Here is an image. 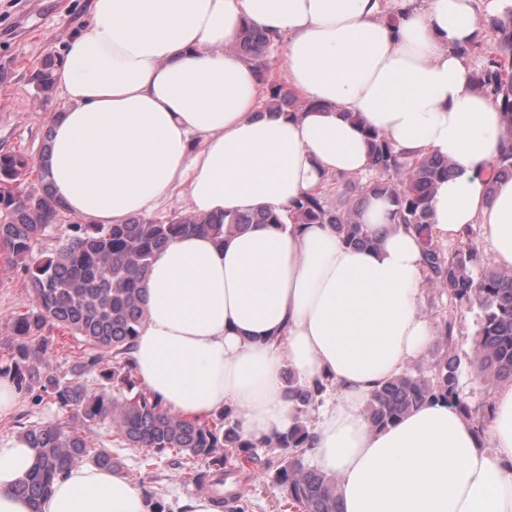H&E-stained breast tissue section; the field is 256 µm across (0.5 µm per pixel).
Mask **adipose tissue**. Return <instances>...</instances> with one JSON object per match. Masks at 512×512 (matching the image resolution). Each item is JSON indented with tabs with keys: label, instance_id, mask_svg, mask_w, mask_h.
Listing matches in <instances>:
<instances>
[{
	"label": "adipose tissue",
	"instance_id": "obj_1",
	"mask_svg": "<svg viewBox=\"0 0 512 512\" xmlns=\"http://www.w3.org/2000/svg\"><path fill=\"white\" fill-rule=\"evenodd\" d=\"M248 24L280 37L305 111L257 114V66L235 50ZM481 27L474 0L408 2L394 25L382 0H92L54 70L65 105L46 123V165L69 212L122 224L183 191L197 215L281 216L157 252L130 360L172 412L236 409L254 443L296 422L285 371L329 381L308 453L335 478L341 512H512V384L481 428L444 400L383 428L365 418L373 391L438 334L421 311L417 232L384 197L360 216L372 247L292 217L329 178L369 172L371 127L405 156L452 162L430 201L434 240L481 225L495 265L512 269V178L494 173L512 121L471 90L459 51ZM36 458L24 439L0 441V512H154L138 482L90 462L31 504L16 487Z\"/></svg>",
	"mask_w": 512,
	"mask_h": 512
}]
</instances>
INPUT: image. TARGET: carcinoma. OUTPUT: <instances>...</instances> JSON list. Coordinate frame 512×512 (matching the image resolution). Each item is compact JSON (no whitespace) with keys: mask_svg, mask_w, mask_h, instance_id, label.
I'll use <instances>...</instances> for the list:
<instances>
[{"mask_svg":"<svg viewBox=\"0 0 512 512\" xmlns=\"http://www.w3.org/2000/svg\"><path fill=\"white\" fill-rule=\"evenodd\" d=\"M498 35V48L482 68L472 74V87L498 102L501 112L512 119V8L490 20ZM279 38L246 26L236 51L259 67L263 85L262 108L269 113L301 112L307 102L288 92L267 74V57ZM53 60L46 58L32 74L38 92L53 88ZM365 139L374 178L361 187L344 183V206L330 208L324 194H308L295 202L297 224H332L341 240L355 246H373L359 223L362 197L388 198L395 214L410 224L420 237L429 281L461 304L480 310L479 329L473 342L471 366L484 381H512V270L485 266L477 268V252L468 244L445 251L434 241L429 223V198L437 181L451 173V164L437 156L409 158L395 150L388 138L368 130ZM34 163L22 154L0 150V250L14 263L23 264L33 295L32 304L12 320L11 339L0 355V376H10L20 393L38 402L47 395L60 407L74 410L66 428L31 426L20 436L38 451L34 468L17 487V492L35 503L50 490L54 479L70 466L89 460L110 471H121V462L103 447L87 444L85 431L108 421L117 426L130 448H145L156 460L167 451H177L193 462L201 461L207 471L187 468V479L201 483L214 476L224 481L227 456L221 448L236 450V458L253 462L254 443L243 439L238 420L230 409L211 419H189L166 409L151 393L134 391L129 375V350L138 336L143 317V284L154 255L174 239L205 234L216 242L252 224H280L272 210L251 214L200 217L176 214L165 221L134 216L124 224L69 225L71 234L56 253L35 257L43 233L60 221L66 211L49 191L46 175L40 187L27 189L25 176ZM48 327L67 330L90 346L92 354L79 371L99 370L101 388L86 390L78 381H65L45 359ZM441 354L429 370L404 373L376 389L366 410L370 426L394 422L406 411L429 400L454 402L467 416L472 410L458 380V358L453 327L444 322L438 336ZM112 354V365L102 364ZM325 389L321 381L309 386L288 378L286 390L295 402L297 425L264 446L278 454L265 462L266 473L279 484L291 506L302 512H339L336 480L305 464L309 428L305 415L314 399Z\"/></svg>","mask_w":512,"mask_h":512,"instance_id":"obj_1","label":"carcinoma"}]
</instances>
